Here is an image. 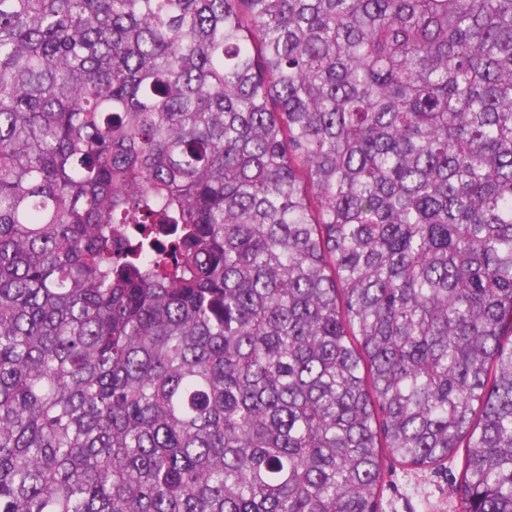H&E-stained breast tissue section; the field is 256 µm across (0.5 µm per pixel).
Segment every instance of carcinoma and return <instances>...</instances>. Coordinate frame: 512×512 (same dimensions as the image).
<instances>
[{
	"instance_id": "cac0c4a2",
	"label": "carcinoma",
	"mask_w": 512,
	"mask_h": 512,
	"mask_svg": "<svg viewBox=\"0 0 512 512\" xmlns=\"http://www.w3.org/2000/svg\"><path fill=\"white\" fill-rule=\"evenodd\" d=\"M512 512V0H0V512ZM464 455L465 449L460 448L444 466L425 471L402 466L383 455L384 490L379 511L460 512L459 499L452 488L461 478Z\"/></svg>"
}]
</instances>
